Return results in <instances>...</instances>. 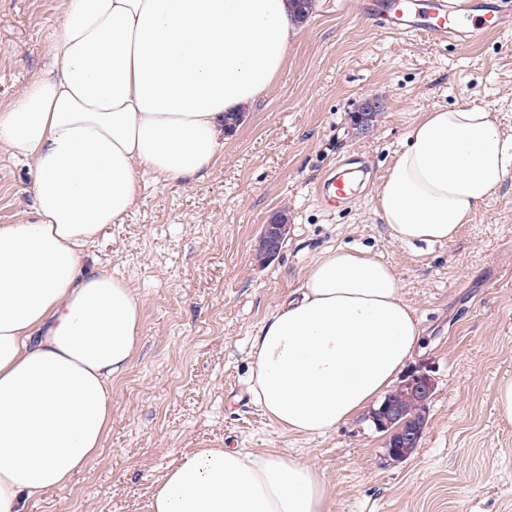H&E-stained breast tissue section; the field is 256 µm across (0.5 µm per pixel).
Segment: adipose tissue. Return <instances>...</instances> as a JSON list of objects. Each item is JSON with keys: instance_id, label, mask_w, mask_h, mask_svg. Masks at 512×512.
I'll return each instance as SVG.
<instances>
[{"instance_id": "obj_1", "label": "adipose tissue", "mask_w": 512, "mask_h": 512, "mask_svg": "<svg viewBox=\"0 0 512 512\" xmlns=\"http://www.w3.org/2000/svg\"><path fill=\"white\" fill-rule=\"evenodd\" d=\"M303 29L288 0H64L50 68L0 110V150L29 160L35 220L0 225V512H27L101 452L112 382L131 367L141 303L85 253L123 221L145 174L203 176L224 118L272 85ZM512 168L491 112L435 108L378 191L402 243L452 241ZM394 270L339 247L254 337L251 394L283 430L322 436L391 387L423 344ZM312 465L203 448L150 512H326Z\"/></svg>"}]
</instances>
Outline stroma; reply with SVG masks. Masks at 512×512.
<instances>
[{
  "label": "stroma",
  "mask_w": 512,
  "mask_h": 512,
  "mask_svg": "<svg viewBox=\"0 0 512 512\" xmlns=\"http://www.w3.org/2000/svg\"><path fill=\"white\" fill-rule=\"evenodd\" d=\"M63 0H0V106L49 65ZM375 98L369 131L351 115ZM478 105L512 142V35L468 47L380 35L323 0L265 94L224 137L200 179L143 178L128 216L86 259L122 276L142 303L130 370L112 383V426L98 457L27 512H149L166 469L201 448L284 452L310 463L328 512H512V422L495 388L512 377V177L444 244L394 241L378 188L414 123L436 107ZM362 167L355 199L326 210L316 188ZM28 161L0 154V224L34 220ZM288 219L279 255L257 256L263 224ZM370 251L402 284L424 338L414 365L435 393L418 448L395 463L355 416L323 436L283 431L249 391L250 346L329 248Z\"/></svg>",
  "instance_id": "obj_1"
}]
</instances>
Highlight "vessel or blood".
<instances>
[{"label":"vessel or blood","instance_id":"b4317fda","mask_svg":"<svg viewBox=\"0 0 512 512\" xmlns=\"http://www.w3.org/2000/svg\"><path fill=\"white\" fill-rule=\"evenodd\" d=\"M348 8L368 14L384 34L465 45L491 32L512 33V0H349ZM350 191L345 177L331 174L324 182L323 200L332 204Z\"/></svg>","mask_w":512,"mask_h":512}]
</instances>
